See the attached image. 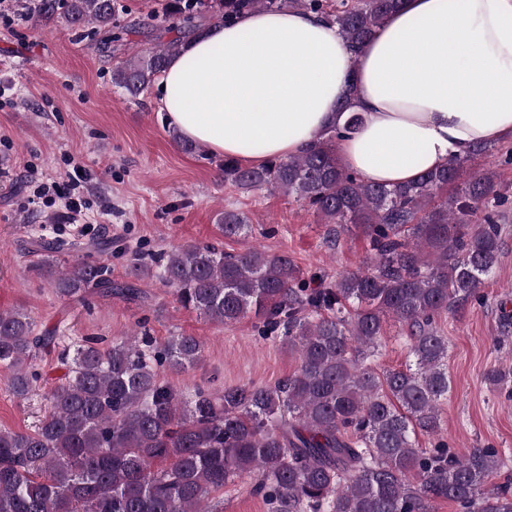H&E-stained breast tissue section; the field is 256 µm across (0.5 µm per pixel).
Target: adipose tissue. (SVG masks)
Wrapping results in <instances>:
<instances>
[{
    "label": "adipose tissue",
    "instance_id": "ef3b65f1",
    "mask_svg": "<svg viewBox=\"0 0 512 512\" xmlns=\"http://www.w3.org/2000/svg\"><path fill=\"white\" fill-rule=\"evenodd\" d=\"M156 93L186 139L255 163L297 156L357 114L336 141L343 167L410 183L474 145L512 142V0H402L356 56L314 14L246 13L171 57Z\"/></svg>",
    "mask_w": 512,
    "mask_h": 512
}]
</instances>
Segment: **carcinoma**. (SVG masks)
Masks as SVG:
<instances>
[{
  "label": "carcinoma",
  "mask_w": 512,
  "mask_h": 512,
  "mask_svg": "<svg viewBox=\"0 0 512 512\" xmlns=\"http://www.w3.org/2000/svg\"><path fill=\"white\" fill-rule=\"evenodd\" d=\"M400 0H171L180 37L134 52L112 70V84L136 99L183 42L248 11L300 8L332 21L356 52ZM117 0H41L38 14L100 37L112 52L120 37ZM330 127L305 154L257 166L220 164L224 182L243 191L281 192L330 225L334 245L347 227L368 240L364 266L332 287L312 288L286 253L250 246L238 253L188 244L130 255V273L154 276L176 301L212 323L254 315L261 333L297 353L298 366L274 385L242 384L212 395L176 393L158 368L198 362L203 344L177 334L159 344L130 336L99 348L72 339L58 352L65 373L46 396L31 431L0 428V512H210L208 496L234 478L253 476L269 512H433L448 500L463 512H512V494L490 483L503 462L494 448L458 456L444 444L423 448L418 435L441 432L438 401L448 395V340L435 317L478 295L503 252L507 193L492 169L512 149L478 144L462 158L405 185L369 183L344 169ZM226 238L252 235L248 217L225 210ZM38 270L61 298L96 290L141 297L115 282L100 257L109 242L80 244L42 235ZM87 251L64 271L58 263ZM393 318L409 335V363L382 373L372 366ZM56 337L36 333L22 309L0 311V365L25 398L38 373L28 362Z\"/></svg>",
  "instance_id": "carcinoma-1"
}]
</instances>
